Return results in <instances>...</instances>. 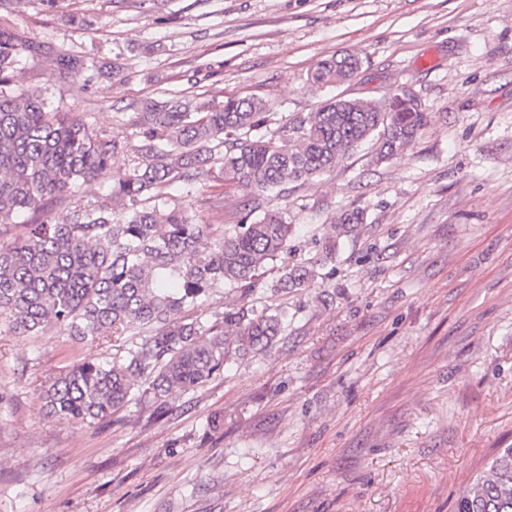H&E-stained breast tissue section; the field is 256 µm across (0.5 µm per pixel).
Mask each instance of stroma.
I'll return each mask as SVG.
<instances>
[{"mask_svg": "<svg viewBox=\"0 0 512 512\" xmlns=\"http://www.w3.org/2000/svg\"><path fill=\"white\" fill-rule=\"evenodd\" d=\"M0 25L87 59L73 75L25 50L12 80L128 142L116 171L150 98L255 96L275 127L327 96L408 86L430 114L401 156L360 147L249 213L229 183L168 187L215 232L276 210L292 234L255 288L195 311L284 313L276 341L170 395L165 418L134 400L95 428L42 409L49 377L122 358L132 337L0 335V512H453L512 447V0H10ZM346 51L353 80L310 91ZM112 61L122 73L102 75ZM357 207L363 224L327 253ZM287 266L313 269L310 287L276 288ZM364 221V212L363 210H360V209H356V210H352L350 212H347L343 215H341L338 219V223L337 224H334V235L328 237V243L326 244L325 246V249L327 251V253H332L333 251L336 250V228L339 229V234H341V232L343 233H349V232H352L353 230H355L354 228L357 226V225H354V224H362Z\"/></svg>", "mask_w": 512, "mask_h": 512, "instance_id": "obj_1", "label": "stroma"}]
</instances>
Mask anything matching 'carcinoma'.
<instances>
[{
    "label": "carcinoma",
    "instance_id": "1",
    "mask_svg": "<svg viewBox=\"0 0 512 512\" xmlns=\"http://www.w3.org/2000/svg\"><path fill=\"white\" fill-rule=\"evenodd\" d=\"M23 47L0 28V334L53 327L74 340L140 336L123 362L76 364L43 386L47 417L84 426L104 423L139 388L161 418L169 394L205 384L231 354L261 351L281 332L279 314L242 307L204 327L191 312L218 288L258 283L288 248L282 215L231 224L215 239L212 225L192 223L163 189L198 182L214 160L218 178L249 193L282 191L334 171L366 144L377 162L397 156L428 124L420 97L402 87L378 100L329 98L262 135L269 114L257 97L213 106L151 99L133 116L138 163L112 174L110 202L85 209L77 190L110 171L127 144L78 115L48 111L38 89H13ZM53 57L67 73L87 68L81 57ZM360 66L357 53L333 56L308 75V87L338 85ZM363 221L356 209L335 227L349 233ZM310 276L304 266L285 269L278 287L302 288ZM455 512H512V448L458 495Z\"/></svg>",
    "mask_w": 512,
    "mask_h": 512
}]
</instances>
